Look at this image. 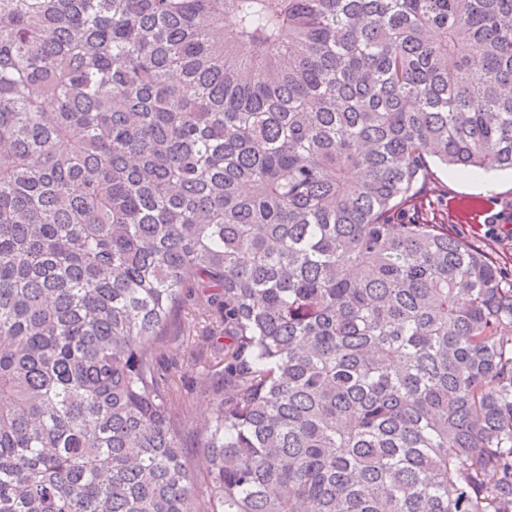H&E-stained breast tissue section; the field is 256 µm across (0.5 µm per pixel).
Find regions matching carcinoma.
Wrapping results in <instances>:
<instances>
[{"label":"carcinoma","mask_w":512,"mask_h":512,"mask_svg":"<svg viewBox=\"0 0 512 512\" xmlns=\"http://www.w3.org/2000/svg\"><path fill=\"white\" fill-rule=\"evenodd\" d=\"M432 162L512 171V0H0V512H512ZM191 317L188 316L180 323H173L168 332L173 340L160 362L162 373L179 372L183 377V395L185 396V413L188 423L201 420L208 412L209 403L206 394L196 388L193 374L189 366L193 360H207L212 354L211 342L206 338L200 325L192 331ZM190 326V327H189ZM190 329V336L189 334ZM189 336V337H188Z\"/></svg>","instance_id":"obj_1"}]
</instances>
